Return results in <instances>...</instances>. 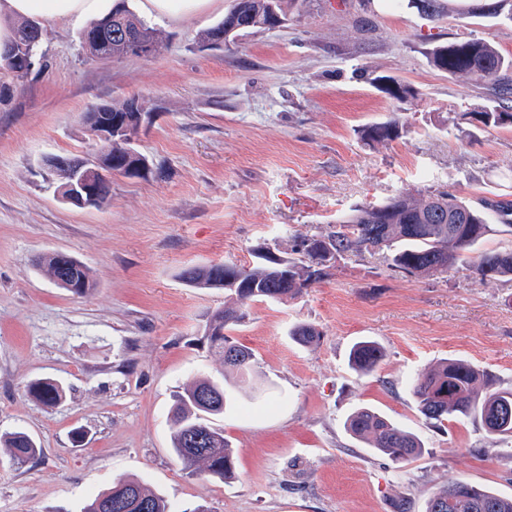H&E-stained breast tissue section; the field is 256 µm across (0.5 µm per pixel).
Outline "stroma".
Here are the masks:
<instances>
[{
    "label": "stroma",
    "mask_w": 512,
    "mask_h": 512,
    "mask_svg": "<svg viewBox=\"0 0 512 512\" xmlns=\"http://www.w3.org/2000/svg\"><path fill=\"white\" fill-rule=\"evenodd\" d=\"M230 3L152 18L165 40L148 59L92 63L80 27L44 25V69L0 108V434L27 432L42 449L24 466L0 463V512H81L121 477L150 484L173 512H395L400 501L425 512L451 478L512 497V438L476 419H426L411 389L446 359L483 373L479 391L512 387V281L461 265L415 278L379 253L336 261L294 299L245 307L230 336L254 354L251 380L228 388L215 420L235 450L234 479L188 475L173 455L174 392L224 371L203 338L224 291L190 287L183 268L248 266L258 246L288 255L294 238L402 192L512 200V129L461 118L490 92L425 55L475 38L512 57V19L472 16V0L437 22L407 0H285L283 27L201 48ZM380 76L415 98L396 103ZM131 97L150 114L135 141L149 176L113 175L102 208L65 203L46 158L91 157L83 114ZM395 114L397 139H362ZM53 251L90 269L91 296L36 266ZM297 323L315 326L319 343L294 342ZM361 338L385 352L365 376L349 366ZM44 377L64 385L61 404L26 395ZM360 407L414 433L424 456L397 464L352 438L345 422Z\"/></svg>",
    "instance_id": "obj_1"
}]
</instances>
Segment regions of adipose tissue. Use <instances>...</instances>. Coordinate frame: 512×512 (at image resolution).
I'll use <instances>...</instances> for the list:
<instances>
[{
    "label": "adipose tissue",
    "instance_id": "obj_1",
    "mask_svg": "<svg viewBox=\"0 0 512 512\" xmlns=\"http://www.w3.org/2000/svg\"><path fill=\"white\" fill-rule=\"evenodd\" d=\"M114 0H0V46L7 44L21 19L78 24L111 11Z\"/></svg>",
    "mask_w": 512,
    "mask_h": 512
}]
</instances>
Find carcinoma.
<instances>
[{"label":"carcinoma","mask_w":512,"mask_h":512,"mask_svg":"<svg viewBox=\"0 0 512 512\" xmlns=\"http://www.w3.org/2000/svg\"><path fill=\"white\" fill-rule=\"evenodd\" d=\"M272 15L268 0H232L224 18L201 36L205 46L234 43L253 30L271 29ZM42 32L38 23L26 21L16 27L8 54L23 55L38 49ZM87 60L97 62L109 57L149 58L161 48L158 30L140 19L119 0L112 14L90 23L80 36ZM431 65L452 77L481 83L496 94L495 105L463 114L475 126L512 125V106L499 93H508L512 85V58H506L488 41L462 40L438 43L428 49ZM28 73L23 62L0 65V105L8 103L25 85ZM135 101L99 104L84 115L100 119L133 115ZM400 122L394 118L366 127L363 136L371 142L391 141L399 136ZM138 133L131 123L122 138L112 141L108 152L127 164L132 141ZM494 215L497 223L489 222ZM512 232V201L491 200L475 207L449 192L426 195L420 199L410 193L387 201L358 206L336 221L328 232L298 238L292 252L297 257L259 255L260 262L245 266L224 261L183 269L180 278L194 288H222L231 299L224 308L212 312L204 328L210 350L222 356L224 366L243 378L251 369L253 352L234 342L225 331L243 318L242 307L254 301H286L330 275L337 259L365 253H385L388 265L416 278L438 277L458 264L467 265L475 274L512 281V248L473 252L479 244L496 233ZM38 266L52 281L78 297L89 295L96 283L88 268L68 253L55 251L38 258ZM289 336L302 346L319 342L320 332L312 325L299 323ZM384 358V350L372 340L356 342L350 352L351 368L362 375L373 373ZM478 371L460 359H448L417 377L412 386L419 411L438 423L476 417L492 435L512 437V389L503 388L480 394L476 384ZM25 391L44 405L59 404L65 397L63 385L52 378L29 382ZM227 394L224 382L193 380L173 395L174 427L172 451L177 460L195 475L222 480L233 476L234 451L224 437V430L207 417L224 414ZM351 436L370 444L374 452L395 463L422 457L425 448L413 433L401 428L369 408H358L346 420ZM11 464L22 466L41 454L37 442L27 433L16 431L0 436ZM128 497L134 506L123 512H140L138 505H148V512H172L168 501L141 481L121 478L94 496L83 512H105V504L118 497ZM425 512H512V497L466 481L451 480L440 487L426 504Z\"/></svg>","instance_id":"1"}]
</instances>
